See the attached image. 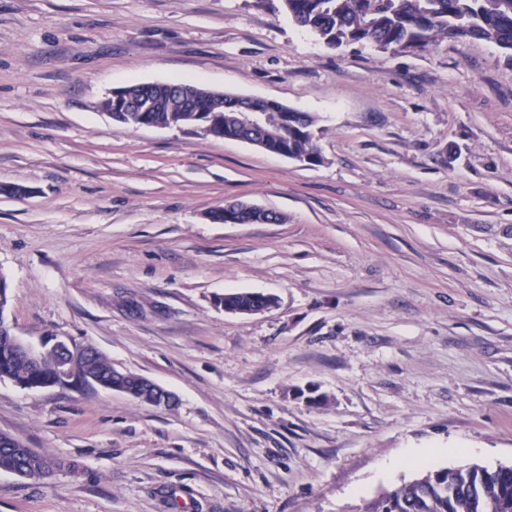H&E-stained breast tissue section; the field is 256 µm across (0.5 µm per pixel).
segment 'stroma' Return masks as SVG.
Here are the masks:
<instances>
[{"label":"stroma","mask_w":512,"mask_h":512,"mask_svg":"<svg viewBox=\"0 0 512 512\" xmlns=\"http://www.w3.org/2000/svg\"><path fill=\"white\" fill-rule=\"evenodd\" d=\"M179 82L309 113L322 163L101 107ZM1 183L27 190L0 194L16 333L95 347L176 402L0 380V432L58 463L0 471V512H357L415 477L390 465L405 448L512 466L495 44L334 49L282 0H0ZM227 202L285 220H210ZM229 292L278 304L228 314Z\"/></svg>","instance_id":"obj_1"}]
</instances>
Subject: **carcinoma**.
Returning a JSON list of instances; mask_svg holds the SVG:
<instances>
[{"mask_svg":"<svg viewBox=\"0 0 512 512\" xmlns=\"http://www.w3.org/2000/svg\"><path fill=\"white\" fill-rule=\"evenodd\" d=\"M288 16L310 29L329 47L340 48L364 41L381 49L423 43L433 46L443 38H477L512 52V0H379L369 9L368 0H283ZM133 98L144 100L150 111L145 116L155 125L194 126L195 113L180 108L191 103L205 110L204 123L211 124L217 138L256 141L262 132L238 125L227 101L197 86L174 88L168 84L130 86ZM282 104L273 103L265 112V126L283 129L282 142L288 150L305 156L309 164L322 162L314 141V119L301 112L298 124L282 128ZM239 309H261L277 303L253 292L224 293L218 303ZM84 358L72 360L70 377L89 385L87 376L112 387V363L95 348L87 347ZM59 355L48 349L35 360L20 354L0 335V379L24 386L54 383ZM50 459L0 432V470L43 477ZM360 512H512V468L472 465L460 468H427L406 483L367 500Z\"/></svg>","mask_w":512,"mask_h":512,"instance_id":"1","label":"carcinoma"}]
</instances>
